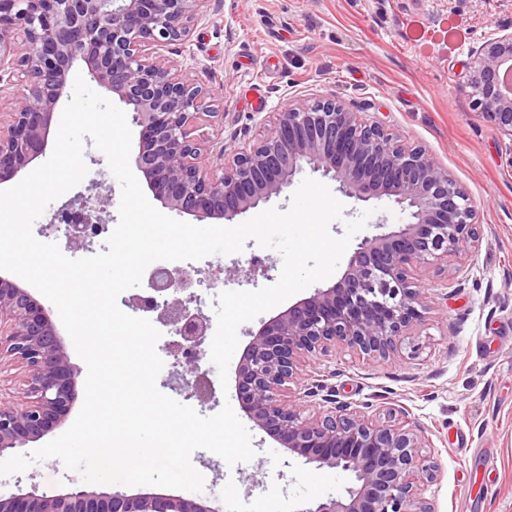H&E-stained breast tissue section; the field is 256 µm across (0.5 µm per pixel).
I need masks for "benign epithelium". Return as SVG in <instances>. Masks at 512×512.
I'll return each instance as SVG.
<instances>
[{
    "label": "benign epithelium",
    "instance_id": "obj_1",
    "mask_svg": "<svg viewBox=\"0 0 512 512\" xmlns=\"http://www.w3.org/2000/svg\"><path fill=\"white\" fill-rule=\"evenodd\" d=\"M211 0H0V84L21 67L27 81L0 120V183L14 179L46 150L56 108L73 68L82 61L90 80L116 95L140 127L134 156L162 207L207 219L233 221L281 195L309 167L339 183L348 197L386 198L409 221L358 244L342 276L263 323L236 373L239 407L288 453L317 468L354 477L346 495L297 512H435L421 497L439 464L420 453L430 440L400 407L378 421L312 382L310 361L343 346L364 357L386 358L425 321L423 276L448 272L479 241L469 196L423 146L368 122L328 94L291 100L249 145H222L206 158L205 139L193 136L210 92L161 59V47L189 40ZM463 68L478 113L512 137V32L471 49ZM108 200L89 207L78 196L63 207L70 248L91 240L108 223ZM156 295L128 305L157 313L181 337L176 352L195 374L209 328L201 312L169 291L185 280L160 268ZM25 371L20 396L0 392V458L36 442L67 420L81 371L69 359L53 311L18 282L0 274V371ZM302 386L295 392L290 385ZM327 409L307 413V399ZM0 512H218L200 498L157 491L87 492L78 488L0 495Z\"/></svg>",
    "mask_w": 512,
    "mask_h": 512
}]
</instances>
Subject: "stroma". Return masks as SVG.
Segmentation results:
<instances>
[{"mask_svg":"<svg viewBox=\"0 0 512 512\" xmlns=\"http://www.w3.org/2000/svg\"><path fill=\"white\" fill-rule=\"evenodd\" d=\"M512 25V0H213L184 44L169 50L191 79L208 88L210 113L197 123L213 147L251 142L269 113L295 97L333 94L369 121L425 146L462 186L476 211L479 245L449 277L427 272L432 297L413 348L367 359L345 347L312 365L338 398L383 418L407 408L430 437L440 465L423 496L436 512H512V138L476 113L462 69L470 49ZM89 179L119 215L120 185L105 155L86 146ZM239 265L230 278L226 267ZM280 254L247 241L244 253L175 262L191 279L190 309L213 316L225 290L276 283ZM166 362L159 390L199 414H216L224 396L216 368L201 362L205 398L175 382L181 366L174 328L160 325ZM254 458L228 466L196 450L203 496L217 512H297L343 496L350 474L315 468L250 427ZM79 472L48 459L0 477V493L83 487Z\"/></svg>","mask_w":512,"mask_h":512,"instance_id":"obj_1","label":"stroma"}]
</instances>
